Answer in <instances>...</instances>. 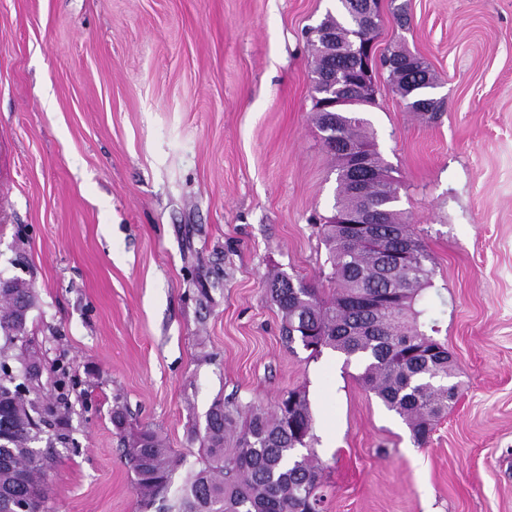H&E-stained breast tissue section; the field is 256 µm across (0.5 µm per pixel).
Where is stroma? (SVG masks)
Instances as JSON below:
<instances>
[{
  "mask_svg": "<svg viewBox=\"0 0 512 512\" xmlns=\"http://www.w3.org/2000/svg\"><path fill=\"white\" fill-rule=\"evenodd\" d=\"M335 4L0 0V278L34 291L30 350L71 437L49 512H161L134 490L116 407L193 464L215 404L270 410L291 389L326 512H512V0H380L379 48L422 57L443 102L422 119L383 71L365 114L456 361L421 447L357 364L286 346L266 292L278 273L331 286L336 160L305 33Z\"/></svg>",
  "mask_w": 512,
  "mask_h": 512,
  "instance_id": "stroma-1",
  "label": "stroma"
}]
</instances>
